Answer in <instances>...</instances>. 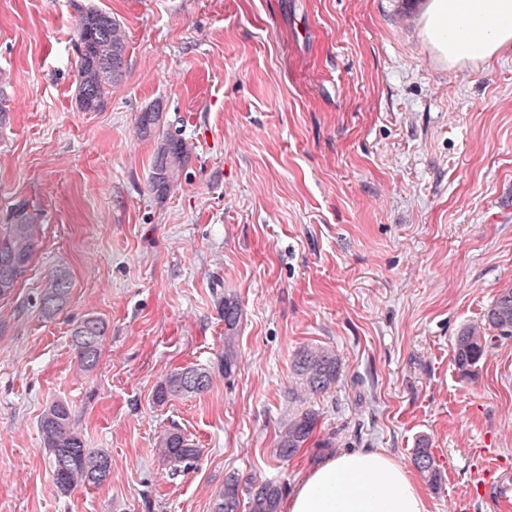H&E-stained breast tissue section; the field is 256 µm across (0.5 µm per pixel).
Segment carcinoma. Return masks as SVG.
<instances>
[{
	"instance_id": "obj_1",
	"label": "carcinoma",
	"mask_w": 512,
	"mask_h": 512,
	"mask_svg": "<svg viewBox=\"0 0 512 512\" xmlns=\"http://www.w3.org/2000/svg\"><path fill=\"white\" fill-rule=\"evenodd\" d=\"M76 105L82 112H97L105 104L109 90L120 84L127 69V34L123 24L112 13L96 7L79 10ZM164 106L154 101L138 115V136L153 143L149 184L156 198L164 199L187 177L192 149L179 134L164 131ZM40 225L23 203L11 211L7 224L0 229V298L11 295L24 276L38 246ZM71 278L64 269H55L46 276L40 306L47 316L61 312L69 303ZM226 337L220 368L229 376L236 371L238 357L235 331L240 320L236 299L224 298L222 308ZM106 324L98 317L87 316L72 330L71 340L79 366L93 370L98 362L106 335ZM512 335V287L500 290L487 310L484 322L464 328L454 343V363L468 375L484 357L489 333ZM294 385L288 388V416L279 427L274 453L288 460L308 445L313 438L319 414L307 405V396L323 394L336 385L341 375V359L332 349L315 344L302 346L293 363ZM211 374L204 368L179 367L168 373L156 386L154 401L164 404L177 396H190L206 391ZM44 448L49 452L56 487L66 495L78 485L101 484L111 473L112 460L102 450L85 446L82 434L75 427L72 409L62 400L50 403L39 420ZM160 456L174 463L189 464L199 455L191 439L179 429L163 431L157 440ZM412 462L417 471L437 487L440 471L428 445L414 449ZM286 484L276 481L241 483L229 475L217 494L213 512H239L242 494L248 495L250 512H279Z\"/></svg>"
}]
</instances>
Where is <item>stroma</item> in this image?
Instances as JSON below:
<instances>
[{"label": "stroma", "mask_w": 512, "mask_h": 512, "mask_svg": "<svg viewBox=\"0 0 512 512\" xmlns=\"http://www.w3.org/2000/svg\"><path fill=\"white\" fill-rule=\"evenodd\" d=\"M424 5L0 0V225L22 201L41 226L0 298V512H212L226 475L292 486L359 448L408 468L422 438L442 475L430 512H512V336H493L472 377L453 362L460 330L512 285V50L440 65ZM86 6L129 35L126 77L96 112L76 105ZM157 99L192 146L161 202L136 129ZM58 266L71 298L49 318ZM86 315L107 325L89 373L71 342ZM307 344L336 350L341 376L310 400L315 445L283 462L272 447ZM181 366L208 368L209 389L156 404ZM55 400L112 458L104 483L67 496L39 432ZM174 426L201 450L191 467L156 451ZM71 278L65 269H55L46 276L40 306L47 316L61 312L69 303L71 295ZM222 315L224 316L226 335L229 336H224V357L220 360V368L224 371V376H230L236 371L238 363L235 349L236 336L232 335L235 334L240 320V310L234 297H224Z\"/></svg>", "instance_id": "obj_1"}]
</instances>
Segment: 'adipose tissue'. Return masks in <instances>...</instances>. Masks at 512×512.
Returning a JSON list of instances; mask_svg holds the SVG:
<instances>
[{
  "instance_id": "adipose-tissue-1",
  "label": "adipose tissue",
  "mask_w": 512,
  "mask_h": 512,
  "mask_svg": "<svg viewBox=\"0 0 512 512\" xmlns=\"http://www.w3.org/2000/svg\"><path fill=\"white\" fill-rule=\"evenodd\" d=\"M420 36L447 67L477 66L512 49V0H427ZM282 512H429L420 481L384 452L362 448L306 470Z\"/></svg>"
}]
</instances>
